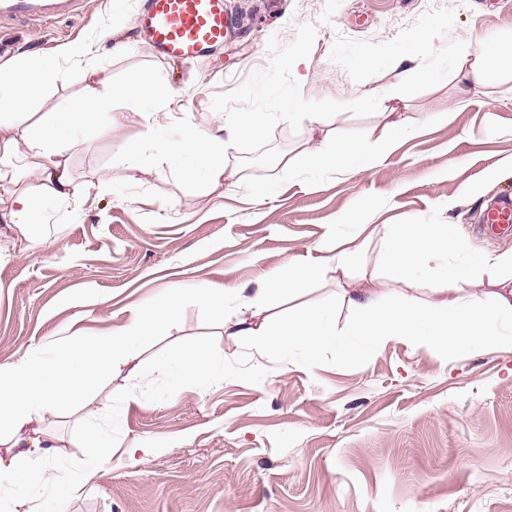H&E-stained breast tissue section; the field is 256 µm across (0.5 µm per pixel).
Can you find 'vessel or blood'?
Listing matches in <instances>:
<instances>
[{"label":"vessel or blood","instance_id":"1","mask_svg":"<svg viewBox=\"0 0 512 512\" xmlns=\"http://www.w3.org/2000/svg\"><path fill=\"white\" fill-rule=\"evenodd\" d=\"M75 0H0V18L37 17L53 23L71 17ZM134 26L145 45L163 59L190 61L224 42V0H135ZM487 223L512 230V199L492 206Z\"/></svg>","mask_w":512,"mask_h":512}]
</instances>
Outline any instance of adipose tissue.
Returning <instances> with one entry per match:
<instances>
[{
  "label": "adipose tissue",
  "mask_w": 512,
  "mask_h": 512,
  "mask_svg": "<svg viewBox=\"0 0 512 512\" xmlns=\"http://www.w3.org/2000/svg\"><path fill=\"white\" fill-rule=\"evenodd\" d=\"M455 61L464 66L466 81L483 84L503 65H512V41L503 43L496 53H480L471 59L463 48L449 49L447 57L429 69V76H436ZM24 73L38 85L49 81L55 75V59L41 56L26 63L18 59L0 64V106L14 110L28 106L30 94L20 80ZM111 109V94L99 93L90 84L64 118H52L32 134L25 170L44 176L51 198L65 199L74 191L66 166L53 159L55 146L67 136L71 126ZM265 121V113L242 112L233 122L206 133L186 130L183 138L174 143L162 139L149 145L131 141L125 146L126 158L131 168L136 169L147 162L160 168L171 164L174 158L188 157L201 164L209 181L228 179L232 173L226 167L227 145L244 136L259 135ZM307 163L313 168L325 165L340 171L355 167L365 170L371 159L358 154L354 146L331 142L310 154ZM380 233L386 260L400 278L422 270L431 256L446 259L448 253H457V260H446L437 269L443 283L441 300L428 305L417 299L385 304L374 293L354 291L348 301L355 315L341 329L330 311L319 307L298 309L276 329L280 337L277 356L299 353L311 357L330 347L339 357L346 358L394 338L452 353H465L478 346L512 351V337H504L498 330L500 321L512 318V289L487 303L466 296L463 290L477 268L512 270V254L488 257L465 253L450 224H385ZM319 272L317 264L293 262L287 271L268 273L252 304L261 310L270 302L292 297ZM183 308V294L169 293L139 307L125 323L107 334L91 336L76 332L49 342L42 351L26 352L15 361L0 363V447L8 454L7 460H0V485L39 489L58 483L59 475L39 464L40 442L28 437L27 426L45 414L62 417L74 407L88 403L97 384L111 379L115 371L133 359L148 336L176 325ZM153 369L166 376L168 390H176L187 381L203 389L223 377L224 362L209 349L200 348L191 354H169L154 363ZM81 440L88 456L79 475L70 482L75 491L88 485L112 454L111 435L94 421L84 423Z\"/></svg>",
  "instance_id": "ef3b65f1"
}]
</instances>
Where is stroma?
Masks as SVG:
<instances>
[{
    "label": "stroma",
    "mask_w": 512,
    "mask_h": 512,
    "mask_svg": "<svg viewBox=\"0 0 512 512\" xmlns=\"http://www.w3.org/2000/svg\"><path fill=\"white\" fill-rule=\"evenodd\" d=\"M252 13L230 19L222 46L189 62L162 60L138 41L131 9L81 0L51 25L9 26L12 56L50 54L57 78L26 111L0 112V159L22 166L34 128L63 112L88 81L99 91L137 73L160 72L155 101L176 96L173 115L148 114L113 97L111 112L60 145L69 200L48 198L42 178L0 182V363L48 337L90 335L123 324L157 294L202 284L238 289L241 310L263 274L294 260L319 276L272 320L305 306L329 307L337 327L353 312L346 292L386 301L432 299L427 275L395 277L383 253L384 224H454L472 248L512 251V233L485 222L487 204L512 194V80L467 85L448 71L426 78L449 45L494 52L512 35V0H225ZM91 45L84 58L64 48ZM412 77H405V69ZM272 82L295 92L301 118L258 94ZM377 86H397L395 107L412 127L379 150L367 170L283 173L252 158L307 155L330 137L363 154L384 138L381 108L364 104ZM239 112H267L264 136L230 144L235 179L203 187L178 167L130 170L124 146L156 135L210 129ZM326 122L313 131L308 113ZM30 197L43 240L19 230V197ZM359 245L355 262L339 253ZM205 346L223 354L224 377L200 391L184 384L154 400L156 373L114 375L90 406L48 416L49 468L71 470L87 455L88 415L112 436L114 454L68 512H512V352L447 354L391 340L339 358L278 359L246 337L224 333L222 316L186 302L179 322L139 347L151 363ZM121 409L113 425V409Z\"/></svg>",
    "instance_id": "35a3bbf8"
}]
</instances>
